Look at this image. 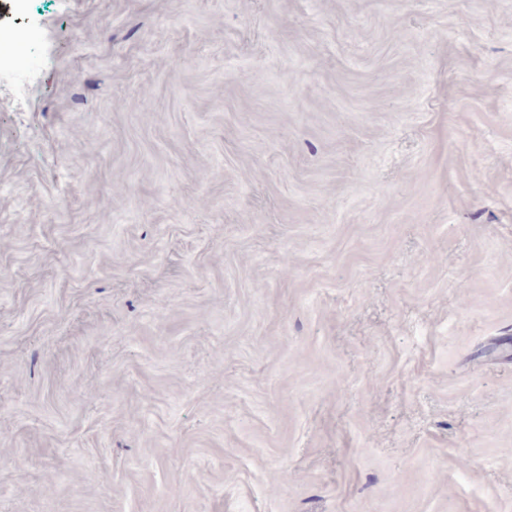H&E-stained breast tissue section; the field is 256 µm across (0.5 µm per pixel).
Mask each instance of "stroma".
<instances>
[{
    "label": "stroma",
    "mask_w": 512,
    "mask_h": 512,
    "mask_svg": "<svg viewBox=\"0 0 512 512\" xmlns=\"http://www.w3.org/2000/svg\"><path fill=\"white\" fill-rule=\"evenodd\" d=\"M0 26V512H512V0ZM31 43L27 36H21L10 29L0 27V65L11 66L24 73L30 66Z\"/></svg>",
    "instance_id": "stroma-1"
}]
</instances>
